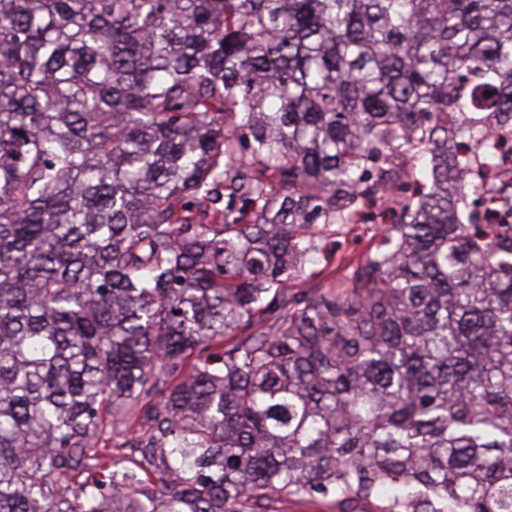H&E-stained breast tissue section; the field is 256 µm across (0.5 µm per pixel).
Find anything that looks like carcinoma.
Segmentation results:
<instances>
[{"instance_id":"1","label":"carcinoma","mask_w":512,"mask_h":512,"mask_svg":"<svg viewBox=\"0 0 512 512\" xmlns=\"http://www.w3.org/2000/svg\"><path fill=\"white\" fill-rule=\"evenodd\" d=\"M488 124L512 0H0V512H512ZM332 231H326L318 243L322 248L319 263L306 269L307 275L315 272L318 277L310 279V282H316L322 278L321 272L330 265V269L336 268V273H341V268L337 265L341 257H352L359 255L368 245L371 232H366L361 227L350 234H332ZM281 512H336L335 505L328 502L314 501V500H296L288 499L282 504Z\"/></svg>"}]
</instances>
